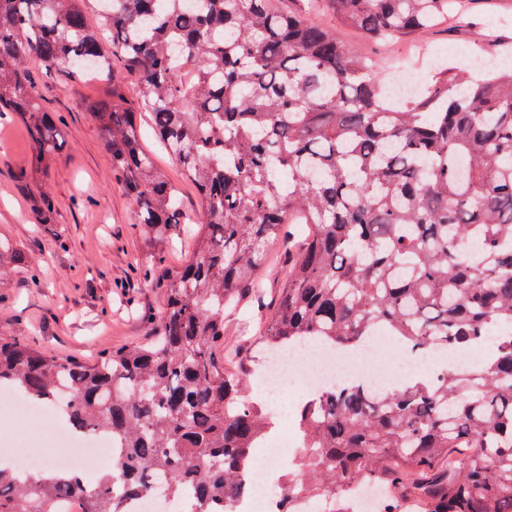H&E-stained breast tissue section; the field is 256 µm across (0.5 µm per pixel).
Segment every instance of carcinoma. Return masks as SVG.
<instances>
[{"label":"carcinoma","instance_id":"carcinoma-1","mask_svg":"<svg viewBox=\"0 0 512 512\" xmlns=\"http://www.w3.org/2000/svg\"><path fill=\"white\" fill-rule=\"evenodd\" d=\"M0 0V115L57 149L29 63L97 76L90 104L112 171L155 245L195 224L181 266L161 250L134 265L162 294L150 339L83 362L0 336V387L112 437V469L90 493L79 474L19 479L0 467V512H126L186 486L193 512H228L274 421L244 398L228 322L265 347L310 338L359 349L385 329L411 353L490 344L482 365L444 367L391 389L320 390L294 420L298 468L277 482L282 512H336L386 487L378 512H512V63H442L393 94L381 67L315 19L391 41L468 24L464 0ZM137 80L130 101L123 76ZM143 115L196 188L188 214L142 146ZM284 285L265 302L263 269ZM26 256L0 243V270Z\"/></svg>","mask_w":512,"mask_h":512}]
</instances>
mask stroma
<instances>
[{
  "label": "stroma",
  "mask_w": 512,
  "mask_h": 512,
  "mask_svg": "<svg viewBox=\"0 0 512 512\" xmlns=\"http://www.w3.org/2000/svg\"><path fill=\"white\" fill-rule=\"evenodd\" d=\"M469 18L466 28L441 26L425 35L429 51L423 55L411 39L388 45L338 26L334 17L325 22L358 51L408 63L424 79L439 61H466L470 49L492 52L491 33L512 36V0H469ZM30 74L44 108L56 118L60 139L56 153L37 169L27 125L0 120V239L28 260L0 277V329L44 353L92 361L106 349L143 341L161 298L132 264L144 247L136 205L113 173L102 133L88 113L105 87L95 81L70 87L64 72L35 63ZM46 192L56 208L51 224L43 223L38 207ZM228 339L239 346L249 371L250 399L279 415L297 412L309 395L303 385L273 400L264 394L259 337L233 331Z\"/></svg>",
  "instance_id": "1"
}]
</instances>
